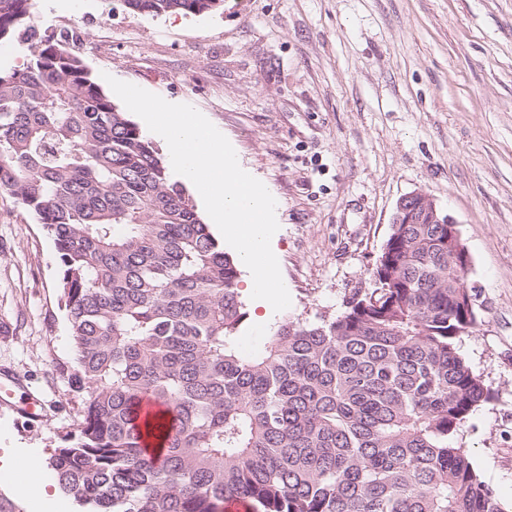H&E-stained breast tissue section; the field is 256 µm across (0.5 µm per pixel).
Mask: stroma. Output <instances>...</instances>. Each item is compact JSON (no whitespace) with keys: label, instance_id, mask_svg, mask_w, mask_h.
Instances as JSON below:
<instances>
[{"label":"stroma","instance_id":"obj_1","mask_svg":"<svg viewBox=\"0 0 512 512\" xmlns=\"http://www.w3.org/2000/svg\"><path fill=\"white\" fill-rule=\"evenodd\" d=\"M41 34L84 32L83 62L195 107L278 200L273 244L313 322L373 288L404 195L453 217L478 326L460 351L493 392L455 443L512 504V0H224L152 17L118 0H36ZM58 256L0 191V374L45 407L0 403V449L48 458L79 421L56 366L74 350Z\"/></svg>","mask_w":512,"mask_h":512}]
</instances>
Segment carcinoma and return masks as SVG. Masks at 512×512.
<instances>
[{
    "mask_svg": "<svg viewBox=\"0 0 512 512\" xmlns=\"http://www.w3.org/2000/svg\"><path fill=\"white\" fill-rule=\"evenodd\" d=\"M35 4L0 0V41L28 51L0 75V190L58 253L81 410L47 466L77 512H505L453 443L492 392L458 348L478 321L449 225H391L374 288L242 353L239 263Z\"/></svg>",
    "mask_w": 512,
    "mask_h": 512,
    "instance_id": "carcinoma-1",
    "label": "carcinoma"
}]
</instances>
